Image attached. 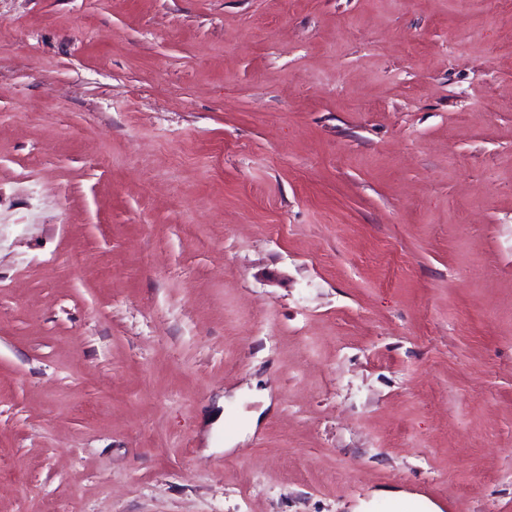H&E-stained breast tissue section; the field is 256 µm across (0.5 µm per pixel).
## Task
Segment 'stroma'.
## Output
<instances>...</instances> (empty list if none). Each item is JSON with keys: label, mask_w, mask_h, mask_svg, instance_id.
<instances>
[{"label": "stroma", "mask_w": 512, "mask_h": 512, "mask_svg": "<svg viewBox=\"0 0 512 512\" xmlns=\"http://www.w3.org/2000/svg\"><path fill=\"white\" fill-rule=\"evenodd\" d=\"M0 28V512H512V0Z\"/></svg>", "instance_id": "35a3bbf8"}]
</instances>
